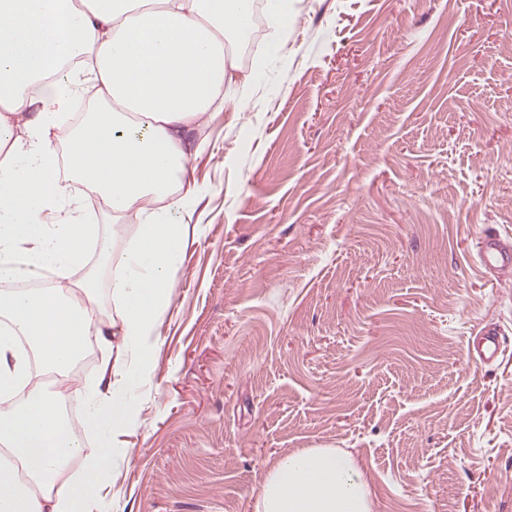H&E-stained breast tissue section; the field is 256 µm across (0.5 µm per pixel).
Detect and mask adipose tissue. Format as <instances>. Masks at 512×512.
<instances>
[{
	"mask_svg": "<svg viewBox=\"0 0 512 512\" xmlns=\"http://www.w3.org/2000/svg\"><path fill=\"white\" fill-rule=\"evenodd\" d=\"M282 28L290 0H0V512H92L107 463L62 424L60 393L31 388L30 358L67 376L90 336L103 335L92 256L111 271L112 359L88 388L84 415L104 450L133 424L146 357L175 286L184 227L172 211L197 193L185 179L190 131L224 89L248 108L253 75L235 79L226 45L255 9ZM95 86L101 110L69 108ZM67 179L53 140L67 122ZM80 182L113 219L134 215L132 240L102 237ZM83 271V278L68 275ZM255 512H372L350 452L311 448L279 458Z\"/></svg>",
	"mask_w": 512,
	"mask_h": 512,
	"instance_id": "obj_1",
	"label": "adipose tissue"
}]
</instances>
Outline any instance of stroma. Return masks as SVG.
I'll return each instance as SVG.
<instances>
[{
    "label": "stroma",
    "mask_w": 512,
    "mask_h": 512,
    "mask_svg": "<svg viewBox=\"0 0 512 512\" xmlns=\"http://www.w3.org/2000/svg\"><path fill=\"white\" fill-rule=\"evenodd\" d=\"M192 133L199 201L99 512H254L349 451L372 512H512V0H292ZM496 328L492 363L474 347ZM480 258L486 265L498 268L512 266L511 253L503 248L495 239H490L486 243V247L481 253Z\"/></svg>",
    "instance_id": "obj_1"
}]
</instances>
